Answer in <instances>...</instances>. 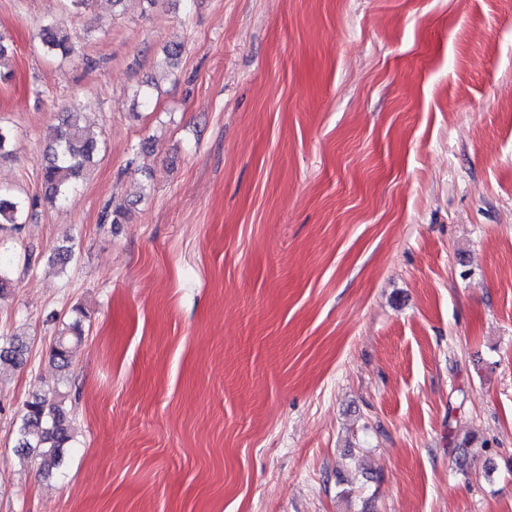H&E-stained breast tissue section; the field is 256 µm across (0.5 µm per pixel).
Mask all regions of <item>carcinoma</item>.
<instances>
[{
	"instance_id": "carcinoma-1",
	"label": "carcinoma",
	"mask_w": 512,
	"mask_h": 512,
	"mask_svg": "<svg viewBox=\"0 0 512 512\" xmlns=\"http://www.w3.org/2000/svg\"><path fill=\"white\" fill-rule=\"evenodd\" d=\"M35 37L41 48L54 58H66L78 45L77 35L47 20L39 26ZM96 139L83 121V112L73 107L62 113L57 125L50 128L43 168L44 199L60 204L75 190L87 169L95 162ZM29 202L20 197L0 195V232L17 230ZM75 319L65 323L54 337L50 361L61 371L72 364L75 345L82 340L84 311L75 309ZM26 344L21 336L0 338V367L23 364ZM68 394L58 390L34 396L24 404V413L17 430V455L36 459L39 472L51 475L60 470L64 448L70 442L68 432Z\"/></svg>"
}]
</instances>
